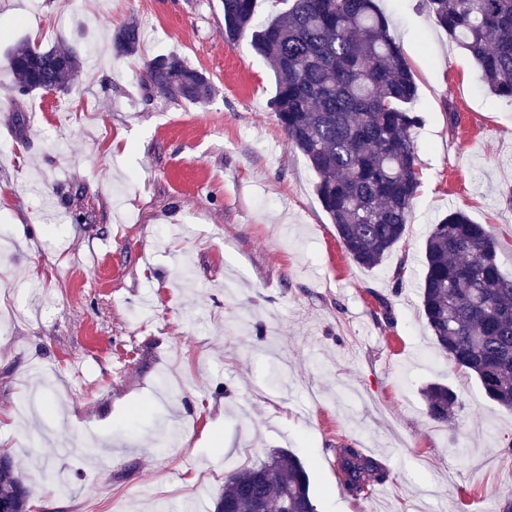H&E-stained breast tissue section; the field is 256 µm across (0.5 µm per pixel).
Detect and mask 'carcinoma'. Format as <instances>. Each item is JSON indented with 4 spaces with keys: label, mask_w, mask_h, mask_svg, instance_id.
Listing matches in <instances>:
<instances>
[{
    "label": "carcinoma",
    "mask_w": 512,
    "mask_h": 512,
    "mask_svg": "<svg viewBox=\"0 0 512 512\" xmlns=\"http://www.w3.org/2000/svg\"><path fill=\"white\" fill-rule=\"evenodd\" d=\"M224 39L251 46L276 75L270 105L288 144L315 171L316 192L349 257L380 265L401 241L419 188L413 129L407 108L418 94L413 73L375 0H292L265 24L251 25L255 0H221ZM448 36L473 58L484 85L512 100V0H425ZM135 24L119 28L113 47L134 55ZM77 50L19 45L4 66L17 91H67L79 71ZM145 81L176 101L203 104L212 87L176 55L145 64ZM497 243L485 224L458 209L444 216L425 244L421 310L435 348L479 381L487 398L512 409V276L500 270ZM429 417L455 419L457 393L442 383L424 391ZM343 487L368 492L385 473L354 448H342ZM317 512L308 471L299 457L277 451L258 467L224 481L215 512ZM0 509L31 512L29 489L14 460L0 455Z\"/></svg>",
    "instance_id": "cac0c4a2"
}]
</instances>
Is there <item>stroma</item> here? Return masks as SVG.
I'll use <instances>...</instances> for the list:
<instances>
[{"mask_svg":"<svg viewBox=\"0 0 512 512\" xmlns=\"http://www.w3.org/2000/svg\"><path fill=\"white\" fill-rule=\"evenodd\" d=\"M418 86L420 182L377 267L345 253L220 0H0V54L73 47L69 91L18 95L0 68V453L32 512H180L277 449L318 512H366L336 458L376 459V512H497L512 497V412L435 349L420 309L433 224L488 225L512 275V101L422 0H376ZM140 27L136 55L112 46ZM203 72L209 102L147 86L146 61ZM461 407L431 420L423 391ZM51 463L59 486L40 476ZM429 417L440 423L452 422L459 405L457 393L448 385L432 383L424 391Z\"/></svg>","mask_w":512,"mask_h":512,"instance_id":"1","label":"stroma"}]
</instances>
